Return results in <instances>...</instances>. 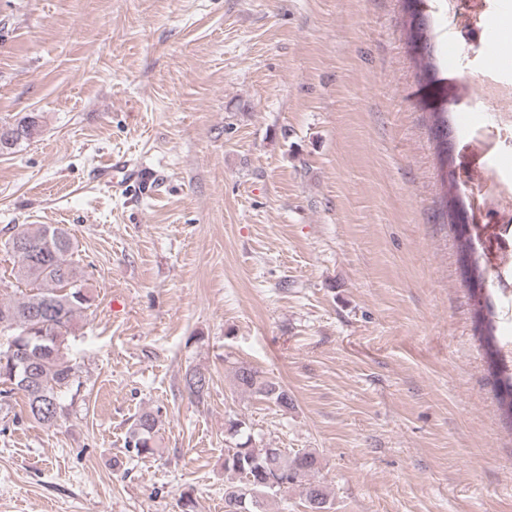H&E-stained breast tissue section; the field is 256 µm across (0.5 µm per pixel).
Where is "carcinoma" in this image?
Masks as SVG:
<instances>
[{
    "mask_svg": "<svg viewBox=\"0 0 512 512\" xmlns=\"http://www.w3.org/2000/svg\"><path fill=\"white\" fill-rule=\"evenodd\" d=\"M448 116L437 114L434 139L441 161L448 162V140L444 128ZM17 258L14 278L28 288L21 296L0 299V329L14 323L11 332L16 353L0 348V395L7 398L22 394L26 417L44 428H52L64 412V398L78 383L77 371L66 353L65 336L77 315L92 305L83 271L74 259L78 243L67 228L59 224H17L3 243ZM474 317L487 320L485 355L489 370L499 383L498 403L502 414L512 420V368L501 355V341L494 333L492 304L485 298L474 299ZM211 377L192 367L184 374L190 396L202 400L207 395ZM241 390L258 395L286 411L292 399L281 384L242 365L235 371ZM160 429L159 416L151 411L140 413L126 441L138 456L158 452L154 439ZM321 468L320 456L312 451L286 448H258L251 439L236 444L224 455V512L245 502L256 501L252 512H267L268 501L293 485L304 486L306 508L329 512L331 493L311 477Z\"/></svg>",
    "mask_w": 512,
    "mask_h": 512,
    "instance_id": "obj_1",
    "label": "carcinoma"
}]
</instances>
